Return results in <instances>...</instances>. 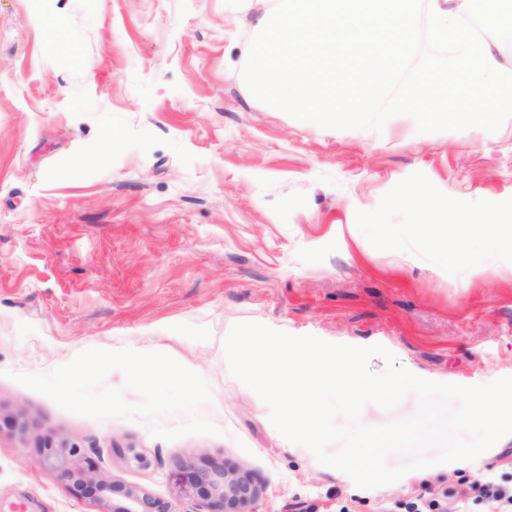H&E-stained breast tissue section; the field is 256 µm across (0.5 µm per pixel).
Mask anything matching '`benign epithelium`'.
<instances>
[{"mask_svg": "<svg viewBox=\"0 0 512 512\" xmlns=\"http://www.w3.org/2000/svg\"><path fill=\"white\" fill-rule=\"evenodd\" d=\"M43 462L75 492L95 498L103 512H177L166 502L113 481L84 449L74 445L48 449ZM174 480L180 495L196 502L195 512H249L260 494L251 475L236 468L183 467Z\"/></svg>", "mask_w": 512, "mask_h": 512, "instance_id": "obj_1", "label": "benign epithelium"}]
</instances>
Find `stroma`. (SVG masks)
Instances as JSON below:
<instances>
[{"label":"stroma","mask_w":512,"mask_h":512,"mask_svg":"<svg viewBox=\"0 0 512 512\" xmlns=\"http://www.w3.org/2000/svg\"><path fill=\"white\" fill-rule=\"evenodd\" d=\"M271 0H0V512H99L42 463L87 450L117 483L190 512L174 472L240 467L254 512H430L512 483V436L473 462L364 490L285 439L229 371L239 323L379 344L413 374L512 376V263L459 275L374 248L355 214L415 172L460 200L512 198V118L420 133L301 121L241 74ZM167 354L203 376L217 434L67 412L18 382L89 349Z\"/></svg>","instance_id":"35a3bbf8"}]
</instances>
